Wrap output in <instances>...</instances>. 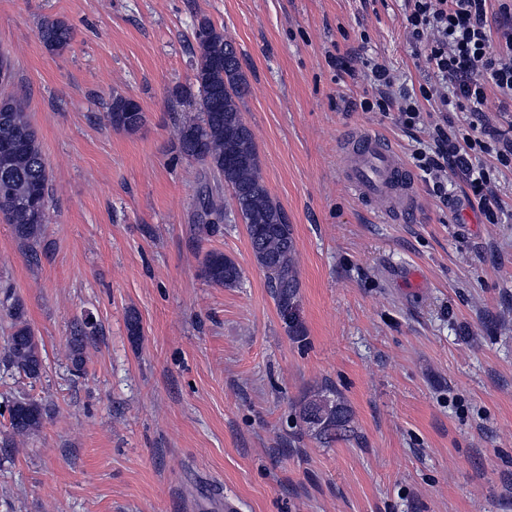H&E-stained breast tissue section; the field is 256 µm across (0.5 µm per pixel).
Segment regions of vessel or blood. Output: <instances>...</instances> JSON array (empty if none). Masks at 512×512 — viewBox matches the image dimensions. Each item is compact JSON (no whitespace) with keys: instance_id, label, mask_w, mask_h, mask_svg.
I'll use <instances>...</instances> for the list:
<instances>
[{"instance_id":"obj_1","label":"vessel or blood","mask_w":512,"mask_h":512,"mask_svg":"<svg viewBox=\"0 0 512 512\" xmlns=\"http://www.w3.org/2000/svg\"><path fill=\"white\" fill-rule=\"evenodd\" d=\"M341 168L350 189L374 204L380 222H403L420 202L410 169L400 151L384 137H351L341 156Z\"/></svg>"}]
</instances>
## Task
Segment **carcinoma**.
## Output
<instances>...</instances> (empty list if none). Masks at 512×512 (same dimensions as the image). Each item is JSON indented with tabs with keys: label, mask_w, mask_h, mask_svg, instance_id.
<instances>
[{
	"label": "carcinoma",
	"mask_w": 512,
	"mask_h": 512,
	"mask_svg": "<svg viewBox=\"0 0 512 512\" xmlns=\"http://www.w3.org/2000/svg\"><path fill=\"white\" fill-rule=\"evenodd\" d=\"M38 37L52 53L70 45L73 29L64 20L45 16L38 25ZM192 51L193 86L176 95L188 101L193 114L178 124L175 146L179 154L201 165L208 178L196 195V219L207 229H216L226 218L221 204L223 189L231 192L234 212L246 226L253 256L265 274L277 308L288 317L299 288L294 264V239L288 215L266 188L259 168L252 130L242 124L241 105L250 94V83L234 43L224 37L210 20L202 18L194 31ZM112 128L135 133L145 123L141 107L115 92L107 113ZM15 145L0 152V181L8 192L0 195V213L12 224L16 237L29 247L40 241L48 223V207L34 210L28 201L39 192L49 197L50 176L42 154L38 132L17 95L0 98V142ZM201 275L210 284L237 287L242 278L237 263L222 252L210 251L201 262ZM0 308L10 319L5 340V367L30 378L43 368L41 341L26 318L23 302L4 295ZM69 359L74 373L84 370V337L75 336ZM14 437H28L39 431L49 410L42 402L14 398L4 405ZM301 427L321 440H349L355 436L350 409L330 391L307 395L298 406Z\"/></svg>",
	"instance_id": "1"
}]
</instances>
